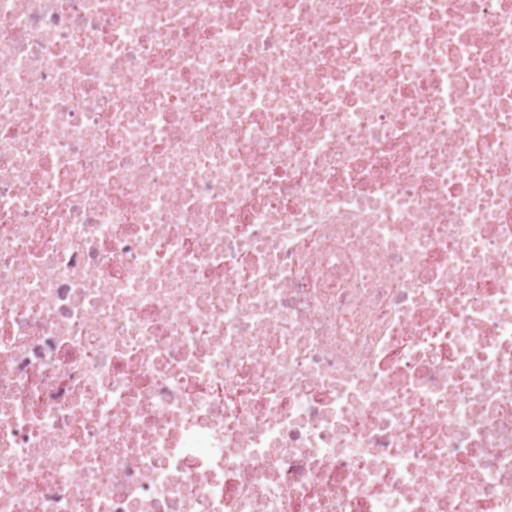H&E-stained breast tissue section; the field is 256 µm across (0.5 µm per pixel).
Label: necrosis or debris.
I'll return each instance as SVG.
<instances>
[{"mask_svg":"<svg viewBox=\"0 0 512 512\" xmlns=\"http://www.w3.org/2000/svg\"><path fill=\"white\" fill-rule=\"evenodd\" d=\"M0 512H512V0H0Z\"/></svg>","mask_w":512,"mask_h":512,"instance_id":"4bbe7bcc","label":"necrosis or debris"}]
</instances>
